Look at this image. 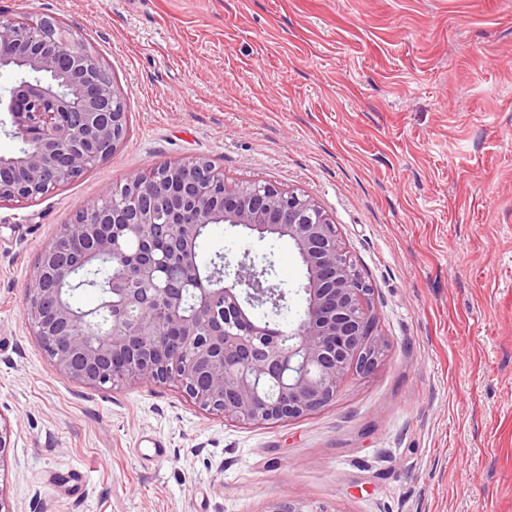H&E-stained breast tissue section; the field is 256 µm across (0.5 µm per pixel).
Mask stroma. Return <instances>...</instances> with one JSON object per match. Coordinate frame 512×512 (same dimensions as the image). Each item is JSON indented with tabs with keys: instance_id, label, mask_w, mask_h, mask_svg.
<instances>
[{
	"instance_id": "35a3bbf8",
	"label": "stroma",
	"mask_w": 512,
	"mask_h": 512,
	"mask_svg": "<svg viewBox=\"0 0 512 512\" xmlns=\"http://www.w3.org/2000/svg\"><path fill=\"white\" fill-rule=\"evenodd\" d=\"M51 16L124 94L125 141L78 179L0 203V499L9 512H512V0H0ZM203 158L334 221L371 284L378 367L297 419L248 426L169 384L59 372L23 305L76 211ZM199 264L288 239L211 226ZM163 459L144 460L150 440Z\"/></svg>"
}]
</instances>
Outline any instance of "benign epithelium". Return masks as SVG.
I'll return each instance as SVG.
<instances>
[{
    "label": "benign epithelium",
    "instance_id": "obj_1",
    "mask_svg": "<svg viewBox=\"0 0 512 512\" xmlns=\"http://www.w3.org/2000/svg\"><path fill=\"white\" fill-rule=\"evenodd\" d=\"M2 71L18 75L0 112L23 147L0 156V202L44 196L126 139L120 88L59 20L0 15ZM215 224L293 243L305 269L296 322L283 329L250 316L251 307L286 306L284 289L261 284L270 264L240 262L220 287L202 277L196 248ZM98 260L109 267V288L99 305L76 307L66 286ZM162 266L179 273L160 287ZM372 296L313 199L267 181L232 184L192 158L108 189L62 225L40 254L24 315L58 369L80 383H173L226 419L262 425L317 412L348 378L374 370L384 341Z\"/></svg>",
    "mask_w": 512,
    "mask_h": 512
}]
</instances>
